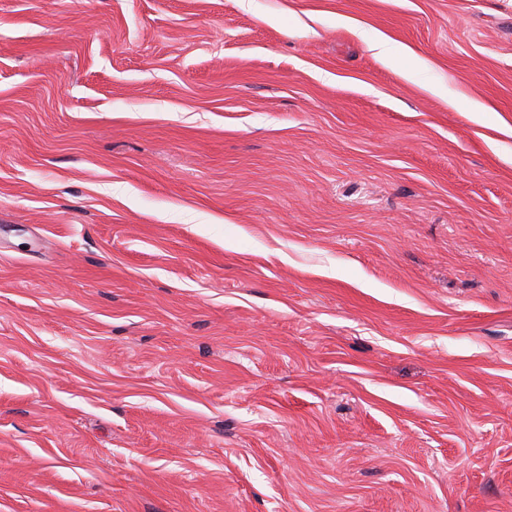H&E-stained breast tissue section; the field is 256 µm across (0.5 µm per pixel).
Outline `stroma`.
I'll use <instances>...</instances> for the list:
<instances>
[{
    "instance_id": "1",
    "label": "stroma",
    "mask_w": 512,
    "mask_h": 512,
    "mask_svg": "<svg viewBox=\"0 0 512 512\" xmlns=\"http://www.w3.org/2000/svg\"><path fill=\"white\" fill-rule=\"evenodd\" d=\"M0 512H512V0H0Z\"/></svg>"
}]
</instances>
